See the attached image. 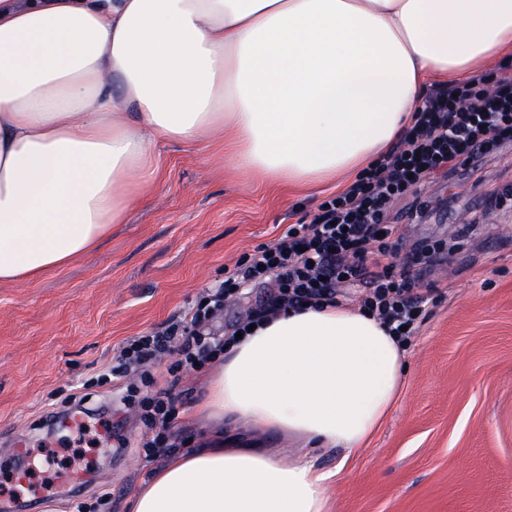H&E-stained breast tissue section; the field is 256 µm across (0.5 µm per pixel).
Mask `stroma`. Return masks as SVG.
<instances>
[{
  "label": "stroma",
  "mask_w": 512,
  "mask_h": 512,
  "mask_svg": "<svg viewBox=\"0 0 512 512\" xmlns=\"http://www.w3.org/2000/svg\"><path fill=\"white\" fill-rule=\"evenodd\" d=\"M155 157L151 194L97 247L34 281L0 283V473L12 467L6 450L20 437L30 480L43 485L0 486V504L127 512L169 458L138 446L147 426L137 403L149 390L179 396L173 437L199 447L189 412L219 362L186 372L169 356L143 377L115 381L110 369L128 339L188 317L242 254L275 243L290 219L311 218L335 191L268 184L226 167L213 147L163 142ZM392 223L395 263L432 251L412 268L427 303L385 423L349 460L337 452L318 459L336 473L337 512H512V142L421 185ZM274 290L269 283L225 302L211 332L231 335ZM73 395L86 424L112 423L76 495L61 478L78 474L77 464L57 466L72 454L74 434L48 418Z\"/></svg>",
  "instance_id": "stroma-1"
}]
</instances>
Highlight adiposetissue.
<instances>
[{"mask_svg":"<svg viewBox=\"0 0 512 512\" xmlns=\"http://www.w3.org/2000/svg\"><path fill=\"white\" fill-rule=\"evenodd\" d=\"M510 54L512 0H0V282L124 223L158 143L218 140L237 172L315 190L381 157L430 83ZM404 356L345 305L261 319L198 408L209 447L170 458L130 512H333L315 452L364 448Z\"/></svg>","mask_w":512,"mask_h":512,"instance_id":"adipose-tissue-1","label":"adipose tissue"}]
</instances>
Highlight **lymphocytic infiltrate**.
<instances>
[{"instance_id":"1","label":"lymphocytic infiltrate","mask_w":512,"mask_h":512,"mask_svg":"<svg viewBox=\"0 0 512 512\" xmlns=\"http://www.w3.org/2000/svg\"><path fill=\"white\" fill-rule=\"evenodd\" d=\"M512 141V62L454 89H439L424 98L415 122L388 154L362 169L342 192L327 197L310 221L288 225L277 242L258 246L242 256L224 285L198 304L190 322H175L164 330L128 340L123 362L112 373L122 377L127 365L145 367L158 356L174 353L181 366L192 368L216 359L223 338L200 326L226 298L271 278L277 295L267 312L281 307L331 304L340 287L359 291L361 309L408 341L425 298L417 293L418 279L409 268L393 262L394 204L416 195L431 175L456 171ZM179 411L170 392L160 391L146 402L144 420L151 432L141 447L161 451L169 441Z\"/></svg>"}]
</instances>
